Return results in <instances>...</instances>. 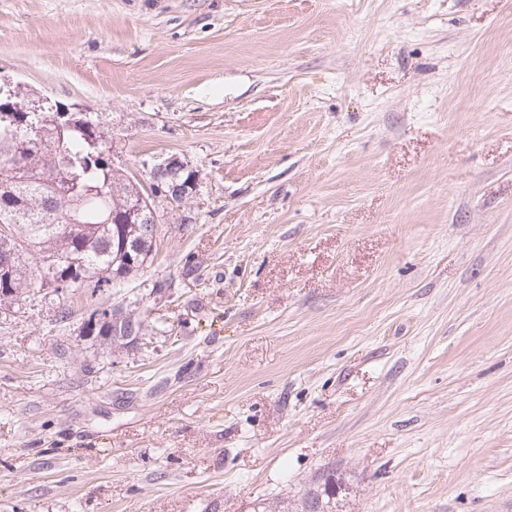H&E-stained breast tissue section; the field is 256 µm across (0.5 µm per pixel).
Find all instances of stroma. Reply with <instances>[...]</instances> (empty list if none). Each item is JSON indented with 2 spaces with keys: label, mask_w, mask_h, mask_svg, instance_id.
I'll return each mask as SVG.
<instances>
[{
  "label": "stroma",
  "mask_w": 512,
  "mask_h": 512,
  "mask_svg": "<svg viewBox=\"0 0 512 512\" xmlns=\"http://www.w3.org/2000/svg\"><path fill=\"white\" fill-rule=\"evenodd\" d=\"M0 77L200 178L0 302V512H512V0H0ZM98 311L99 310H95L90 314L87 322L85 323V328H87L89 334L97 332L98 336H112L113 329L114 334L116 335L112 336L114 345H118L119 343L129 339L138 331H140L142 327V321L136 320L130 314L125 315L123 312L117 309H103L97 315ZM96 315L97 317H104L107 321L112 322V325L104 321L101 322L99 319L95 320ZM99 322L102 324H98Z\"/></svg>",
  "instance_id": "35a3bbf8"
}]
</instances>
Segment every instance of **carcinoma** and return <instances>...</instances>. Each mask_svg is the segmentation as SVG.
Returning a JSON list of instances; mask_svg holds the SVG:
<instances>
[{"label":"carcinoma","mask_w":512,"mask_h":512,"mask_svg":"<svg viewBox=\"0 0 512 512\" xmlns=\"http://www.w3.org/2000/svg\"><path fill=\"white\" fill-rule=\"evenodd\" d=\"M0 112V239L12 237L13 262L22 267L23 253L39 248L59 264L54 292L104 288L112 279L142 269L152 256V242L140 237L135 224L106 222L113 212L138 202L142 183L104 156L108 130L97 119L82 117L61 130L49 110L33 112L28 124ZM33 124L37 131L31 132ZM140 263L130 265V258ZM42 275L26 272L0 279V297L19 298L44 288Z\"/></svg>","instance_id":"carcinoma-1"}]
</instances>
